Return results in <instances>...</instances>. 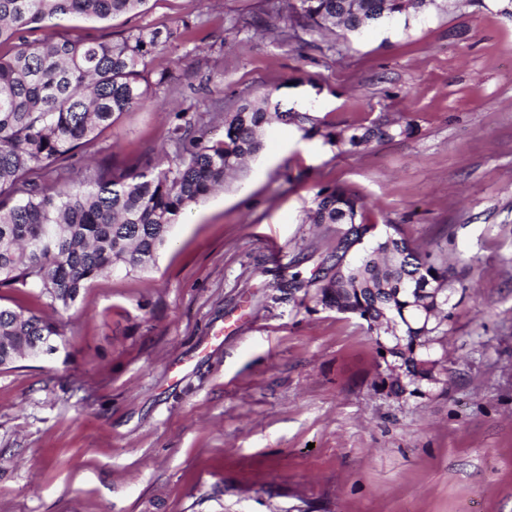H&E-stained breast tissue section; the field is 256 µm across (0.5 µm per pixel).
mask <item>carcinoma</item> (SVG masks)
I'll return each mask as SVG.
<instances>
[{
    "mask_svg": "<svg viewBox=\"0 0 512 512\" xmlns=\"http://www.w3.org/2000/svg\"><path fill=\"white\" fill-rule=\"evenodd\" d=\"M148 0H0V290L28 292L55 317L0 306V368L34 358L63 335L67 312L95 278L150 268L180 214L204 201L240 171L261 147L275 119L317 128L306 112L281 109L267 94L245 98L221 117L210 137L198 120L176 112L170 129L175 153L163 165L150 157L131 169L102 161L82 164L83 150L102 129L148 100L149 65L180 32L135 26L116 39L70 35L74 16L103 21L142 13ZM435 0H285L317 29L349 32L418 12ZM54 32L31 41L32 24ZM409 129L367 128L347 142L392 139ZM365 204L343 187L322 189L308 219L344 230L332 256L333 273L318 279L317 305L365 321L376 337L381 390L419 397L447 371L445 332L450 291L446 262L422 252L394 224L382 234L363 220ZM361 247L358 261H346Z\"/></svg>",
    "mask_w": 512,
    "mask_h": 512,
    "instance_id": "cac0c4a2",
    "label": "carcinoma"
}]
</instances>
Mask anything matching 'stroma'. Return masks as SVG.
Here are the masks:
<instances>
[{
	"label": "stroma",
	"mask_w": 512,
	"mask_h": 512,
	"mask_svg": "<svg viewBox=\"0 0 512 512\" xmlns=\"http://www.w3.org/2000/svg\"><path fill=\"white\" fill-rule=\"evenodd\" d=\"M186 24L90 160L164 156L169 114L214 127L268 93L339 132H410L354 149L272 124L152 268L96 278L59 353L0 369V512H512V0L356 33L286 28L275 0H148L71 26ZM336 186L448 262L447 383L426 396L379 391L364 321L307 309L338 227L306 215Z\"/></svg>",
	"instance_id": "stroma-1"
}]
</instances>
